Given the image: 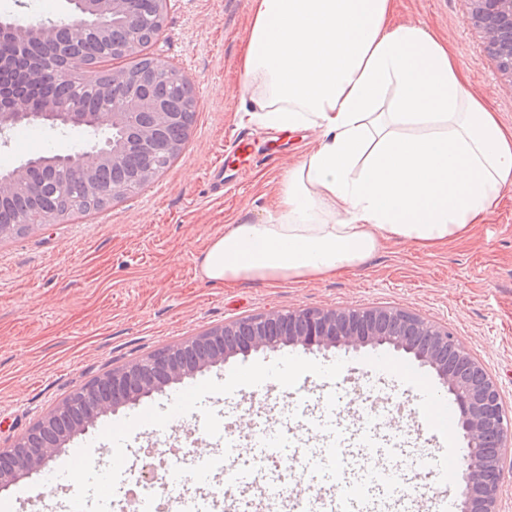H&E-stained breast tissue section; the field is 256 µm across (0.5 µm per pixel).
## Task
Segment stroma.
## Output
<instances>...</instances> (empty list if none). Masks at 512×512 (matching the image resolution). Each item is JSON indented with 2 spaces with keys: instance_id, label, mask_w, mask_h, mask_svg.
<instances>
[{
  "instance_id": "35a3bbf8",
  "label": "stroma",
  "mask_w": 512,
  "mask_h": 512,
  "mask_svg": "<svg viewBox=\"0 0 512 512\" xmlns=\"http://www.w3.org/2000/svg\"><path fill=\"white\" fill-rule=\"evenodd\" d=\"M251 0H167L159 37L142 56L164 60L190 82L198 107L181 152L149 184L103 210L37 225L23 236L0 239V448L31 428L75 390L112 368L176 346L212 327L271 309L397 307L447 326L491 374L512 406V191L463 238L431 251L392 243L364 267L324 281H243L234 286L203 279L196 258L209 235L223 231L240 212L262 213L273 202L283 172L309 148L312 133L288 136L259 131L267 153L239 185L214 192L215 164L226 173L240 164L228 145L241 130L240 55ZM468 0H397L400 21L424 25L448 45L469 78V88L512 129V85L486 52L469 19ZM79 128L30 125L0 143V170L29 157L79 147ZM372 348L307 350L286 346L238 355L167 387L145 403L106 414L82 440L106 444L114 417L129 418L141 406L156 413L183 394L195 397L202 418L169 432H131L124 450L140 471L148 448L177 445L192 459L209 449L207 430L216 414L246 434L256 422L285 425L307 416L317 402L354 411L371 405L405 420L414 445L406 458L412 483L433 485L417 455L441 457L442 441L418 423L416 394L398 377L373 371ZM299 365L290 384L228 397V379L243 371ZM311 364L336 365L338 373L312 377ZM66 471L56 480L32 474L5 490L21 498L20 512H46L49 495L68 490Z\"/></svg>"
}]
</instances>
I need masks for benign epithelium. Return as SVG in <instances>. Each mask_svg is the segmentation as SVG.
<instances>
[{
  "label": "benign epithelium",
  "mask_w": 512,
  "mask_h": 512,
  "mask_svg": "<svg viewBox=\"0 0 512 512\" xmlns=\"http://www.w3.org/2000/svg\"><path fill=\"white\" fill-rule=\"evenodd\" d=\"M68 22L23 23L14 17L0 18V42L24 44L31 41L54 42L58 32L67 39L57 46L60 55L69 60V66L56 71L59 82L69 80L84 68L78 50L91 25L96 24L102 36H108L106 20L121 18L129 35L115 42L112 49L126 52L141 44L138 20L130 12V0H66ZM470 20L483 34L487 50L498 62L504 80L512 83V0H470ZM81 32L75 38L73 30ZM112 87L128 88L123 108L107 111V121L97 113L91 119L79 112L64 110L53 98L46 97L33 105L27 91L12 85L10 80L0 81V137L20 124L50 123L54 126L92 128L89 143L79 149L58 155L64 161L77 160V171L87 191L98 195L107 192L99 173L122 161V152L112 146V140L100 139L103 125L111 128H132L136 132V147L147 151L155 146L157 127L182 120L175 112L155 100L139 96L129 75L114 70L108 78ZM148 112L152 125H140V116ZM42 170L39 162L29 160L0 174V200L12 193L28 188V179ZM197 343H211L214 350L207 352L194 365L169 360L163 368L161 380L147 381L130 390L124 402L135 403L173 384H181L205 369L221 364L239 354L258 350H277L285 346H301L308 350H358L365 346H388L401 351L428 367L437 377L441 388L458 408L456 431L469 440L471 452L461 469V512H500L499 489L503 476V461L507 449L512 447V418L506 414L496 381L483 366L465 352L457 336L448 327L426 322L419 316L398 308L364 309H302L283 312L277 309L250 318L227 322L213 327L194 338ZM141 362H135L101 376L112 380V387L132 384ZM93 385L81 390L91 400L88 418L74 426L80 434L95 425L103 414L119 408V404L95 400ZM70 433L59 435L56 446H39L16 442L10 448H0V458L6 454L15 463L8 471L0 472V487L8 488L20 478L48 467Z\"/></svg>",
  "instance_id": "1"
}]
</instances>
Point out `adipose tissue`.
I'll return each mask as SVG.
<instances>
[{
    "label": "adipose tissue",
    "instance_id": "ef3b65f1",
    "mask_svg": "<svg viewBox=\"0 0 512 512\" xmlns=\"http://www.w3.org/2000/svg\"><path fill=\"white\" fill-rule=\"evenodd\" d=\"M393 13L394 0H252L238 119L319 138L266 216L209 238L205 279L321 281L392 242L431 249L512 189V132L442 41Z\"/></svg>",
    "mask_w": 512,
    "mask_h": 512
}]
</instances>
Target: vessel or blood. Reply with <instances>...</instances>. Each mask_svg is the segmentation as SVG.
Here are the masks:
<instances>
[{
    "instance_id": "obj_1",
    "label": "vessel or blood",
    "mask_w": 512,
    "mask_h": 512,
    "mask_svg": "<svg viewBox=\"0 0 512 512\" xmlns=\"http://www.w3.org/2000/svg\"><path fill=\"white\" fill-rule=\"evenodd\" d=\"M435 403L437 431L450 449L434 463L438 490L431 509L453 512L456 496L452 488L461 471L460 457L452 448L457 407L444 397H436ZM248 437L251 458L242 463L236 460L237 439L223 441L224 457L234 463L233 478H217L212 460L198 459L200 473L211 478L209 485L193 494L168 491L163 496L166 512H280L284 507L289 512H417L418 503L405 490L401 460L396 456L401 438L390 429L384 413L349 426L329 407L307 421L305 433L284 437L263 423L253 426ZM290 447L297 449L315 489L282 500L273 494L280 478L268 462L287 463ZM245 488L258 491L257 502H244L240 492ZM63 508L65 512H107L109 503L95 492L68 497Z\"/></svg>"
}]
</instances>
